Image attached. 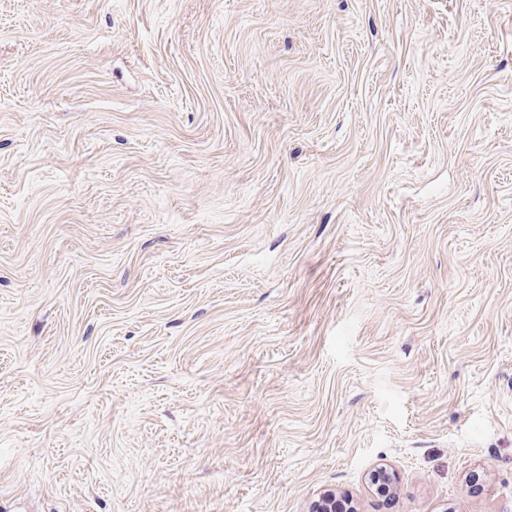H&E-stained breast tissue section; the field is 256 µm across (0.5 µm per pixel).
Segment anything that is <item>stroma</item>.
<instances>
[{
  "label": "stroma",
  "mask_w": 512,
  "mask_h": 512,
  "mask_svg": "<svg viewBox=\"0 0 512 512\" xmlns=\"http://www.w3.org/2000/svg\"><path fill=\"white\" fill-rule=\"evenodd\" d=\"M328 492L512 512V0H0V512Z\"/></svg>",
  "instance_id": "1"
}]
</instances>
